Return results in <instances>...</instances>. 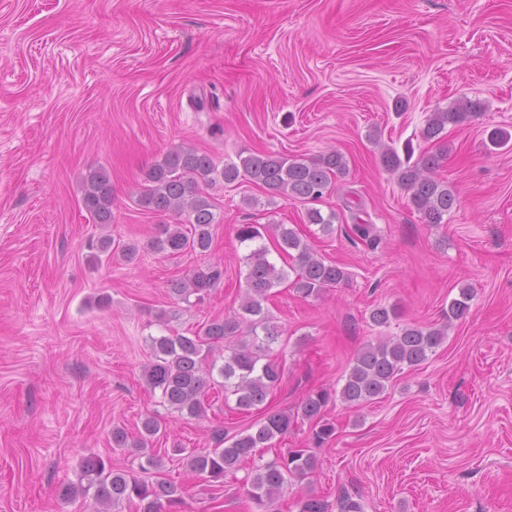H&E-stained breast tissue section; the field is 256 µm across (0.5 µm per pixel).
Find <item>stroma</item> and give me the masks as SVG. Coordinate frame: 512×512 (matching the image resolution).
Masks as SVG:
<instances>
[{
    "label": "stroma",
    "mask_w": 512,
    "mask_h": 512,
    "mask_svg": "<svg viewBox=\"0 0 512 512\" xmlns=\"http://www.w3.org/2000/svg\"><path fill=\"white\" fill-rule=\"evenodd\" d=\"M462 98L483 110L448 126L437 171L458 204L426 224L374 142L435 150L421 136L427 116ZM496 129L512 134V0H0V512H92L64 495L81 458L137 470L112 430L137 436L149 412L166 426L153 448L161 478L183 491L180 512H298L308 491L364 512H512V143L493 148ZM183 142L220 165L342 153L348 171L318 204L336 214L333 231L308 223L306 202L220 181L208 189L210 255L153 251L175 218L139 206L141 171ZM95 168L112 180L106 226L82 203ZM358 222L377 245L352 234ZM272 223L350 280L317 298L275 288L283 376L270 409L341 388L363 345L441 322L460 287L472 299L437 352L379 399L329 406L336 433L315 449L309 486L265 511L241 472L211 483L172 454L210 447L217 427L246 431L255 415L231 410L219 387L204 417L178 415L142 373L158 314L188 336L238 307L236 228ZM104 235L136 245L135 258L91 262ZM210 260L223 282L201 304L176 303L170 280ZM379 305L397 308L390 326L371 322Z\"/></svg>",
    "instance_id": "obj_1"
}]
</instances>
